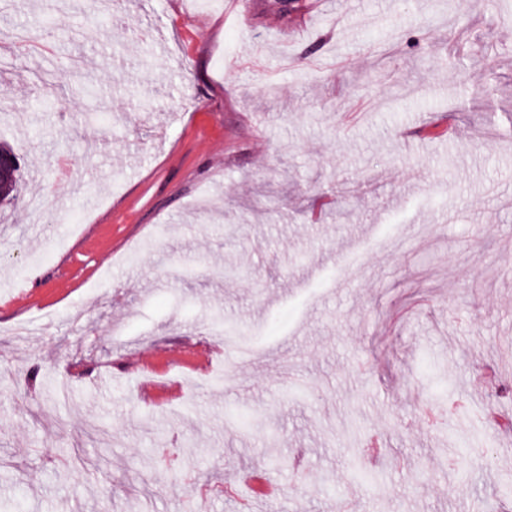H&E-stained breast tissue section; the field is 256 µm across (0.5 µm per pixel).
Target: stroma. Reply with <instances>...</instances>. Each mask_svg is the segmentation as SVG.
<instances>
[{"mask_svg": "<svg viewBox=\"0 0 512 512\" xmlns=\"http://www.w3.org/2000/svg\"><path fill=\"white\" fill-rule=\"evenodd\" d=\"M200 2L99 0L88 42L87 0H0V43L54 47L0 57L46 200L0 212V330L28 327L0 333V505L484 512L512 476L485 418H512V0Z\"/></svg>", "mask_w": 512, "mask_h": 512, "instance_id": "35a3bbf8", "label": "stroma"}]
</instances>
